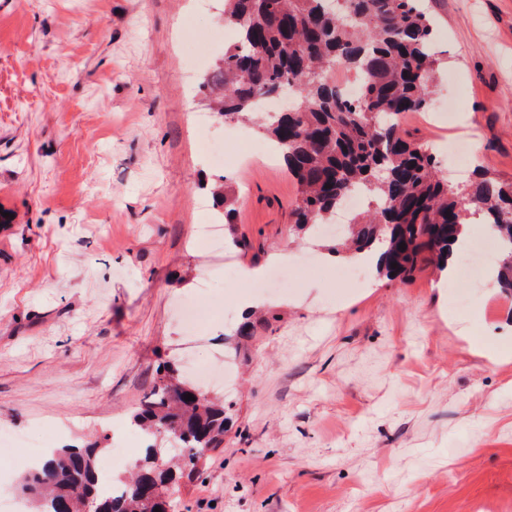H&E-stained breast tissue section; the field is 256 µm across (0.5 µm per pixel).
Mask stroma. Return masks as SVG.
Segmentation results:
<instances>
[{"label": "stroma", "instance_id": "stroma-1", "mask_svg": "<svg viewBox=\"0 0 512 512\" xmlns=\"http://www.w3.org/2000/svg\"><path fill=\"white\" fill-rule=\"evenodd\" d=\"M441 65L433 104L452 121L402 127L512 178V0H424ZM216 0H0V427L29 437L0 457V490L36 443L101 442L140 456L129 416L158 366L222 359L241 300L265 321L226 399L234 424L179 512H512V314L488 280L466 306L439 272L338 278L323 240L297 235L298 186L247 152L254 124L214 119L227 153L206 161L191 121L200 86L236 41ZM233 189L239 269L287 267L274 284L228 281L195 245L210 185ZM219 317L184 335L182 299ZM99 455V462L107 457Z\"/></svg>", "mask_w": 512, "mask_h": 512}]
</instances>
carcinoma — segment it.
Here are the masks:
<instances>
[{"instance_id": "obj_1", "label": "carcinoma", "mask_w": 512, "mask_h": 512, "mask_svg": "<svg viewBox=\"0 0 512 512\" xmlns=\"http://www.w3.org/2000/svg\"><path fill=\"white\" fill-rule=\"evenodd\" d=\"M223 20L238 42L217 71L203 78L212 110L230 121L257 115L254 101L284 85L296 101L259 125L299 188L292 209L297 233L313 234L336 215L355 189L376 205L348 225L332 246L376 254V272L407 279L425 262L442 270L461 233L464 206L483 212L499 246L497 281L512 291V180L477 170L467 184L439 177L429 147L402 130L401 117L424 112L439 64L432 20L422 0H223ZM352 74L360 94L347 98L334 76ZM221 219L235 231L229 190H213ZM405 249H399V244ZM396 267H391L392 263ZM190 394L194 400L187 401ZM148 438L145 455L104 495L97 483V445L54 449L35 467L26 487L35 512H80L89 497L99 512H177L182 478L224 445L229 423L224 399L184 380L171 366L156 372L131 416ZM176 435L178 455L157 444L159 429Z\"/></svg>"}]
</instances>
